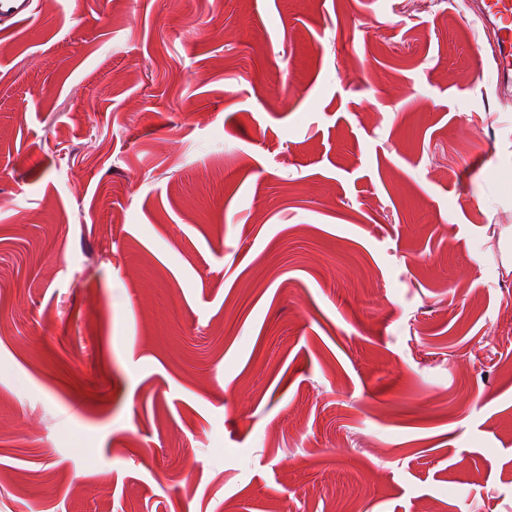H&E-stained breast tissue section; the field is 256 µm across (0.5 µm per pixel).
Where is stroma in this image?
I'll return each mask as SVG.
<instances>
[{"label": "stroma", "mask_w": 512, "mask_h": 512, "mask_svg": "<svg viewBox=\"0 0 512 512\" xmlns=\"http://www.w3.org/2000/svg\"><path fill=\"white\" fill-rule=\"evenodd\" d=\"M32 8L0 512H512V103L472 0Z\"/></svg>", "instance_id": "obj_1"}]
</instances>
